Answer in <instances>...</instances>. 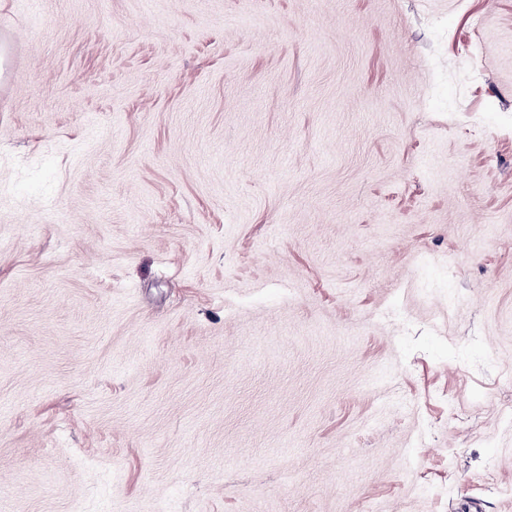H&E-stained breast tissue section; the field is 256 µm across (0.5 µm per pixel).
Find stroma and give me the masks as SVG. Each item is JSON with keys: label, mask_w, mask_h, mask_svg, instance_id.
I'll list each match as a JSON object with an SVG mask.
<instances>
[{"label": "stroma", "mask_w": 512, "mask_h": 512, "mask_svg": "<svg viewBox=\"0 0 512 512\" xmlns=\"http://www.w3.org/2000/svg\"><path fill=\"white\" fill-rule=\"evenodd\" d=\"M167 505L512 512V0H0V512Z\"/></svg>", "instance_id": "35a3bbf8"}]
</instances>
